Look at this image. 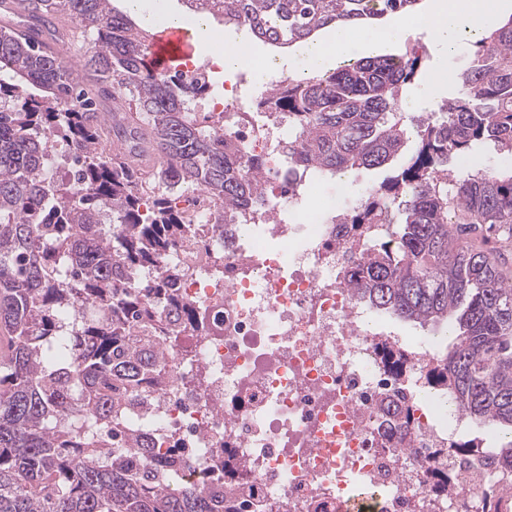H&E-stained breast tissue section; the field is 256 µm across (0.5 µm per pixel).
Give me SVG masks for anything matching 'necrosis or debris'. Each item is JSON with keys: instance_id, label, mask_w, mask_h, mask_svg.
<instances>
[{"instance_id": "1", "label": "necrosis or debris", "mask_w": 512, "mask_h": 512, "mask_svg": "<svg viewBox=\"0 0 512 512\" xmlns=\"http://www.w3.org/2000/svg\"><path fill=\"white\" fill-rule=\"evenodd\" d=\"M207 107L268 179L243 224L214 225L204 191L178 199L206 237L177 245L165 266L208 332L180 337L186 355L155 394L149 433L181 452L180 482L223 480L238 490L236 512H351L361 495L364 512H485L486 501L512 500V466L455 465L476 429L426 382L436 341L406 340L345 282L391 231L359 216L390 200L343 193L311 223H286V208L328 174L290 164L287 122H250L240 85Z\"/></svg>"}]
</instances>
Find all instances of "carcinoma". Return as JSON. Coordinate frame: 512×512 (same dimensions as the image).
<instances>
[{
  "mask_svg": "<svg viewBox=\"0 0 512 512\" xmlns=\"http://www.w3.org/2000/svg\"><path fill=\"white\" fill-rule=\"evenodd\" d=\"M189 9L283 47L338 23L414 9L419 0H184ZM32 35L0 26V512H225L224 486L182 488L173 453L160 466L132 419L182 356L170 323L199 335L203 317L168 282L170 250L197 237L175 207L198 187L215 223L256 206L265 175L241 167L186 97L206 90L181 73L153 72L154 33L110 0H28ZM96 33L77 70L44 45L64 41L55 20ZM418 56L384 54L270 88L263 106L288 122L286 152L301 167L336 174L382 168L416 148L380 185L399 199L388 241L347 272L356 299L376 312L436 330L451 343L428 384L443 387L471 420L494 430L512 460V278L485 248L512 240V168L448 182V160L492 143L512 153V19L476 44L458 90L437 119L408 129L391 120ZM42 91L27 101L26 88ZM85 150L73 185L44 174L47 135ZM170 340L165 351L157 342Z\"/></svg>",
  "mask_w": 512,
  "mask_h": 512,
  "instance_id": "cac0c4a2",
  "label": "carcinoma"
}]
</instances>
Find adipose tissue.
<instances>
[{"label":"adipose tissue","instance_id":"obj_1","mask_svg":"<svg viewBox=\"0 0 512 512\" xmlns=\"http://www.w3.org/2000/svg\"><path fill=\"white\" fill-rule=\"evenodd\" d=\"M127 5L148 27H187L201 39L211 37L212 29L206 19L185 23L183 16L168 9L166 0H155L150 10L146 9L144 0H127ZM492 6L498 12H507L512 10V0H427L420 13L392 19L379 27L362 28L355 33L345 27L328 30L321 38L300 47L298 71L311 76L335 68L346 56L350 38L355 34L359 35L366 52L374 54L398 48L411 31H427L437 43L451 46L461 32L481 34L484 30L481 17Z\"/></svg>","mask_w":512,"mask_h":512}]
</instances>
